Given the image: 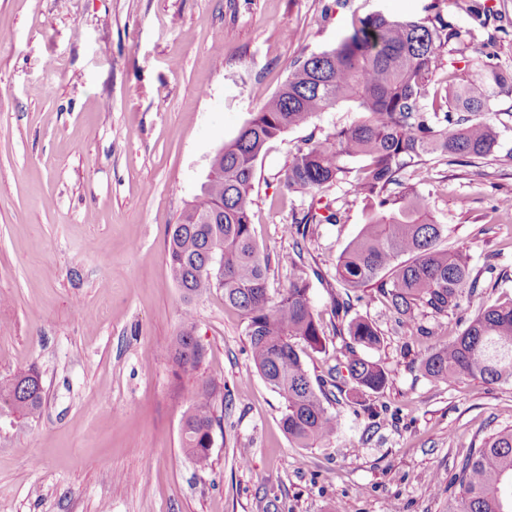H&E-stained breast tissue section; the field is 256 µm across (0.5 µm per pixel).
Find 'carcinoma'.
I'll return each instance as SVG.
<instances>
[{"mask_svg":"<svg viewBox=\"0 0 512 512\" xmlns=\"http://www.w3.org/2000/svg\"><path fill=\"white\" fill-rule=\"evenodd\" d=\"M473 38L472 30L438 13L414 20L377 11L352 19L335 47L294 62L286 83L224 144V158L202 184L199 200L170 229L166 260L184 299L224 289V301L246 319L254 367L284 399L283 430L300 448H313L338 430L336 416L324 405V382L312 380L302 357L307 348H323L324 331L310 304V274L303 264H291L288 287L269 292L270 258L256 243L251 218L256 162L268 141L341 102L356 104L360 120L297 148L285 185L314 198L340 182L346 159L362 161L350 186L370 212L339 256L336 278L353 289L377 286L412 335H429L415 311L448 314L476 293L478 278L467 252L439 248L443 225L430 218L423 196L411 191L393 210L388 190L428 156L469 162L495 149V128L476 115L493 111L499 94L512 93V70L485 62L460 78L450 64L445 88L432 85L443 53L461 54ZM338 221L330 203L312 202L284 232L297 240L310 224ZM347 333L346 370L356 388L383 389L385 369L357 354L381 343L378 329L354 318ZM171 351L184 372L198 369L203 359L187 330L174 338ZM421 367L438 382L462 376L487 384L512 382V298L481 307L462 334L429 353ZM215 394L207 383L194 387L181 425V447L201 470L212 464ZM42 404L34 369L0 381L1 411L30 418ZM452 483L459 487L452 512H512V428L471 449Z\"/></svg>","mask_w":512,"mask_h":512,"instance_id":"cac0c4a2","label":"carcinoma"}]
</instances>
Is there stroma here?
<instances>
[{
  "instance_id": "35a3bbf8",
  "label": "stroma",
  "mask_w": 512,
  "mask_h": 512,
  "mask_svg": "<svg viewBox=\"0 0 512 512\" xmlns=\"http://www.w3.org/2000/svg\"><path fill=\"white\" fill-rule=\"evenodd\" d=\"M444 18L474 31L458 64L484 53L512 69V0H0V380L30 368L44 401L24 420L0 412V512H449L450 479L471 448L512 425V384L437 383L421 358L458 336L479 304L512 298V95L496 100L494 152L460 166L435 158L391 186H411L470 254L477 295L435 318L427 336L398 324L374 288L347 291L335 265L366 220L348 181L325 198L337 224L310 225L301 248L283 225L309 200L285 173L307 138L359 117L344 103L270 141L253 180L256 240L270 290L290 264L315 275L309 298L325 331L307 351L312 379L345 363L349 317L381 334L368 351L389 380L378 392L334 394L335 437L300 448L282 430L283 399L250 360L246 321L224 291L185 301L166 261L167 234L200 194L216 151L288 79L296 59L336 45L351 15ZM191 309L184 320L183 309ZM201 366L174 365L184 326ZM219 389L212 466L181 447L188 392Z\"/></svg>"
}]
</instances>
